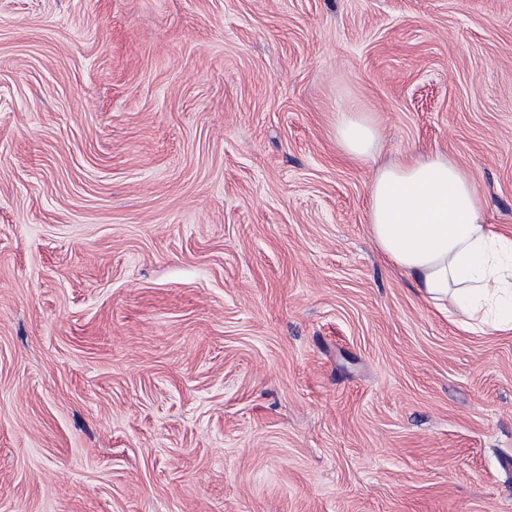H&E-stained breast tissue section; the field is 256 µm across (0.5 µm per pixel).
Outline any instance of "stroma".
<instances>
[{
	"label": "stroma",
	"mask_w": 512,
	"mask_h": 512,
	"mask_svg": "<svg viewBox=\"0 0 512 512\" xmlns=\"http://www.w3.org/2000/svg\"><path fill=\"white\" fill-rule=\"evenodd\" d=\"M343 110L512 233V0H0V512H512V335L383 261Z\"/></svg>",
	"instance_id": "stroma-1"
}]
</instances>
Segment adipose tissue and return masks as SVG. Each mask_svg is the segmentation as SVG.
Wrapping results in <instances>:
<instances>
[{"label": "adipose tissue", "mask_w": 512, "mask_h": 512, "mask_svg": "<svg viewBox=\"0 0 512 512\" xmlns=\"http://www.w3.org/2000/svg\"><path fill=\"white\" fill-rule=\"evenodd\" d=\"M381 131L361 112H338L336 141L375 158ZM368 230L378 253L466 331L512 332V238L485 222L472 173L445 153L376 166Z\"/></svg>", "instance_id": "ef3b65f1"}]
</instances>
